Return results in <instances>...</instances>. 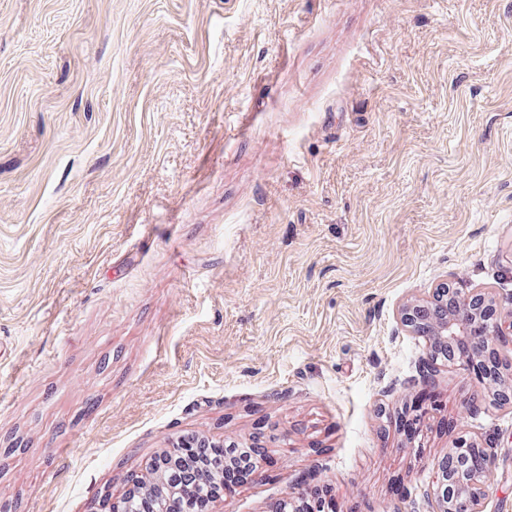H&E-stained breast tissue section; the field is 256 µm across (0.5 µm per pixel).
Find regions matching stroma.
Returning a JSON list of instances; mask_svg holds the SVG:
<instances>
[{
    "mask_svg": "<svg viewBox=\"0 0 512 512\" xmlns=\"http://www.w3.org/2000/svg\"><path fill=\"white\" fill-rule=\"evenodd\" d=\"M443 285L512 319V0H0L13 512H111L191 435L264 453L210 512H437L490 433L512 512V400L399 320Z\"/></svg>",
    "mask_w": 512,
    "mask_h": 512,
    "instance_id": "35a3bbf8",
    "label": "stroma"
}]
</instances>
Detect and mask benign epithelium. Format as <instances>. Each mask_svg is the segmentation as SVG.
Returning a JSON list of instances; mask_svg holds the SVG:
<instances>
[{
    "instance_id": "obj_1",
    "label": "benign epithelium",
    "mask_w": 512,
    "mask_h": 512,
    "mask_svg": "<svg viewBox=\"0 0 512 512\" xmlns=\"http://www.w3.org/2000/svg\"><path fill=\"white\" fill-rule=\"evenodd\" d=\"M495 304L481 295L469 298L456 289L442 286L427 298L410 300L402 305L400 319L411 332L428 336L433 342H451L472 335L485 319H494ZM489 346L494 352L512 345V324L504 330L495 325L487 331ZM488 472V457L472 468L461 456L457 465L448 467L441 462L436 468V480L430 494L438 501L440 512H479V484Z\"/></svg>"
}]
</instances>
